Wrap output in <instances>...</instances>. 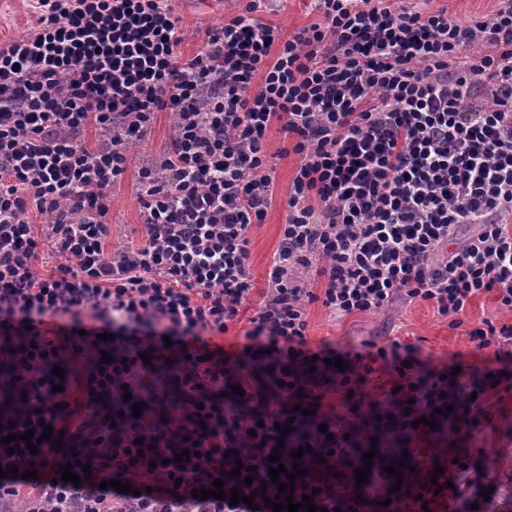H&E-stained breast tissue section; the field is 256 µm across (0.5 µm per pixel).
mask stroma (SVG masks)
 <instances>
[{"mask_svg": "<svg viewBox=\"0 0 512 512\" xmlns=\"http://www.w3.org/2000/svg\"><path fill=\"white\" fill-rule=\"evenodd\" d=\"M246 0H171L170 6L180 26L183 41L179 51L183 57L194 56L204 43L206 30L222 27L226 18L241 13ZM406 8L433 12L447 9L449 16L466 19L490 14L496 0H403ZM38 17L36 0H0V43L31 33ZM263 22L289 36L297 29L315 21L309 0H270L260 13ZM174 134V116L159 112L152 131L143 142L133 145L128 153L127 170L121 182L112 189V216L107 248L118 252L141 242L140 207L135 184L140 167L166 150ZM288 142L279 126H272L265 150L274 162L272 175L276 194L262 224L252 228L248 249L252 274L258 288H266L273 254L285 222V200L297 165L295 154L287 150ZM486 318L500 321L508 315L502 311L494 294L474 299L458 329L437 314L429 302L398 300L377 311L343 318L330 317L321 304L308 307L307 337L311 344L332 342L340 346L357 344L367 339L385 343L394 339L420 344L435 361H459L475 366L491 364L492 350H476L470 342L468 329L479 326ZM491 422L476 433L474 443L483 448L496 482V492L486 512H512V394L492 397Z\"/></svg>", "mask_w": 512, "mask_h": 512, "instance_id": "1", "label": "stroma"}]
</instances>
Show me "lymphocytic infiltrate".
I'll return each mask as SVG.
<instances>
[{"instance_id":"f902f5d3","label":"lymphocytic infiltrate","mask_w":512,"mask_h":512,"mask_svg":"<svg viewBox=\"0 0 512 512\" xmlns=\"http://www.w3.org/2000/svg\"><path fill=\"white\" fill-rule=\"evenodd\" d=\"M312 2L317 21L284 40L248 0L189 59L166 0H38L34 33L0 43V467L37 471L0 478V505L29 487L26 512H272L192 492L219 478L275 498L276 450L305 472L294 499L321 512L482 501L483 449L413 460L399 481L382 462L431 424L469 440L490 422L491 397L512 391V322L468 332L495 368L456 371L398 340L311 345L307 307L348 316L419 299L458 328L492 292L512 314V0L465 20L396 0ZM164 110L171 145L136 182L144 243L109 253L110 190ZM276 122L298 165L249 317ZM90 124L92 149L78 139ZM462 224L476 231L451 248ZM44 252L59 260L47 274ZM242 320L241 340L219 343ZM377 371L380 398L364 390ZM29 429L36 452L8 453L3 437ZM371 446L380 460L360 485L351 467ZM70 462L90 479L62 481ZM239 463L252 482L232 477Z\"/></svg>"}]
</instances>
